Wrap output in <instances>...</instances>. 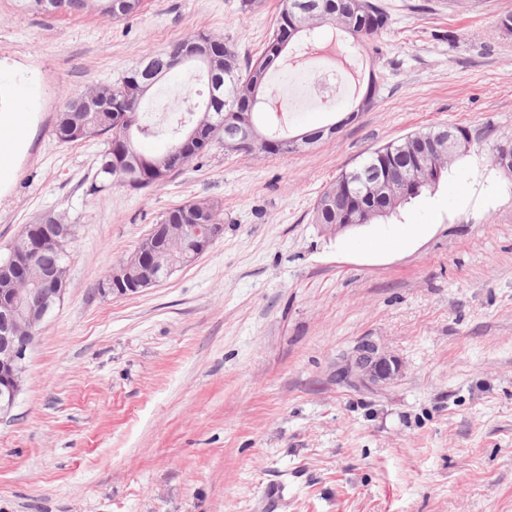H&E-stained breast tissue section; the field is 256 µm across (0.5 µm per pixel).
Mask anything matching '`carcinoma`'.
Segmentation results:
<instances>
[{
  "label": "carcinoma",
  "instance_id": "carcinoma-1",
  "mask_svg": "<svg viewBox=\"0 0 512 512\" xmlns=\"http://www.w3.org/2000/svg\"><path fill=\"white\" fill-rule=\"evenodd\" d=\"M23 9L32 15L81 14L88 10L114 20L140 13L144 0H22ZM391 18L378 0H282L272 39L257 59L241 56L231 44L204 31L186 34L163 54L146 58L129 70L121 80L106 87L71 93L65 99L53 126L54 136L63 143H78L89 138L106 137L107 147L100 155L95 176L87 193L96 196L117 184L131 192L164 185L185 166L203 155L182 149L194 130L230 152L275 155L299 152L295 144L275 131L254 139L255 111L262 103L266 76L277 66L283 50L299 34L311 37L323 26L336 24L353 41L365 43L386 30ZM199 50L209 54L205 70L206 90L203 103L194 102V93H186L184 120L173 128L165 151L148 153L141 142L160 136L157 126L143 120L140 104L158 82L154 74L170 72L171 57H190ZM75 99L94 103L92 111L70 108ZM452 132L457 138L473 141L465 126L445 125L411 134L404 139L371 151L356 167L342 172L319 195L312 210V223L334 231L351 214L353 198L361 199L365 210L354 220L371 224L390 218L423 192L435 188L448 173V162L462 156L437 153L430 136ZM220 206L210 200H197L173 206L159 218L161 224H218Z\"/></svg>",
  "mask_w": 512,
  "mask_h": 512
}]
</instances>
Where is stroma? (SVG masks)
<instances>
[{
  "label": "stroma",
  "mask_w": 512,
  "mask_h": 512,
  "mask_svg": "<svg viewBox=\"0 0 512 512\" xmlns=\"http://www.w3.org/2000/svg\"><path fill=\"white\" fill-rule=\"evenodd\" d=\"M389 28L366 45L324 41L366 87L314 110L258 114L292 138L277 156L215 147L146 193L85 184L103 138L59 142L66 94L114 83L191 31L261 54L280 0H146L122 21L35 16L0 0V113L39 101L24 153L0 163V251L45 212L79 235L63 300L27 352L0 416V512H512V0H380ZM173 69L143 99L169 123L188 87ZM475 141L390 224L330 232L323 187L370 151L434 126ZM221 204L224 233L193 264L122 297L99 282L169 208ZM369 336L399 364L385 384L338 379Z\"/></svg>",
  "instance_id": "obj_1"
}]
</instances>
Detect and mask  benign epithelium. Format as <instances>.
<instances>
[{
	"instance_id": "benign-epithelium-1",
	"label": "benign epithelium",
	"mask_w": 512,
	"mask_h": 512,
	"mask_svg": "<svg viewBox=\"0 0 512 512\" xmlns=\"http://www.w3.org/2000/svg\"><path fill=\"white\" fill-rule=\"evenodd\" d=\"M182 229L191 240L190 248L182 251L183 261L190 264L224 234L222 224H184ZM70 235L69 224H42L30 228L26 242H14L0 265V414L11 411L21 390L25 359L32 341L28 332L39 327L65 295L59 269L44 266L40 253L47 245L69 243ZM146 239V247L130 260L113 267L112 273L101 283V294L125 296L160 283L155 261L148 255L153 253L158 257L171 251L167 225H153ZM30 283L37 291L28 288ZM398 372L396 360L370 338H363L353 346L343 366L346 376L353 375L371 384L386 383Z\"/></svg>"
}]
</instances>
